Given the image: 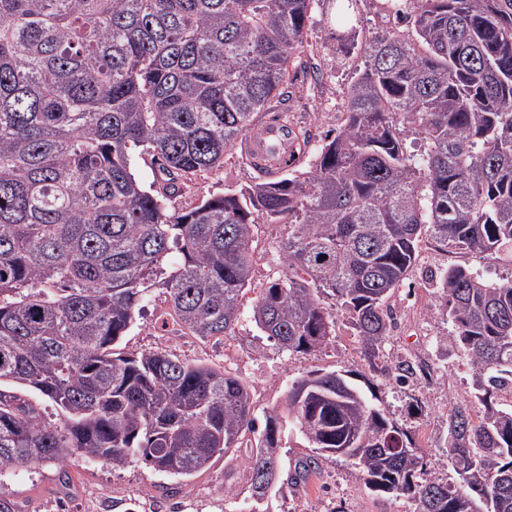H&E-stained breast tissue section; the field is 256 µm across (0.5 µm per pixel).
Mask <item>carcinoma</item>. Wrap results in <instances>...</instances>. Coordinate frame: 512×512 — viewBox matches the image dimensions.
<instances>
[{"mask_svg":"<svg viewBox=\"0 0 512 512\" xmlns=\"http://www.w3.org/2000/svg\"><path fill=\"white\" fill-rule=\"evenodd\" d=\"M313 2L0 0V384L66 416L51 426L0 390V469L80 455L189 478L247 448L260 507L294 425L416 512H512V407L487 402L512 392V282L461 265L438 278L485 407L477 422L467 408L450 418L442 451L477 464L456 484L419 479L408 433L336 371L294 382L261 423L250 387L228 371L116 349L151 288L180 329L235 335L260 218L288 225V272L262 290L253 321L290 353L336 336L330 298L374 357L426 238L448 253L512 250V0H410L407 33L368 44L314 163L168 210L185 180L224 165L287 83ZM408 129L422 149L408 151ZM135 151L154 165L148 188L131 171ZM317 468L311 456L287 481ZM22 394L37 408L44 422L54 426H60L65 422L61 409L49 399L42 397L33 390L24 391Z\"/></svg>","mask_w":512,"mask_h":512,"instance_id":"cac0c4a2","label":"carcinoma"}]
</instances>
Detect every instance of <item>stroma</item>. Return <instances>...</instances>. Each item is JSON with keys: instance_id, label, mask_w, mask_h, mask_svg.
<instances>
[{"instance_id": "35a3bbf8", "label": "stroma", "mask_w": 512, "mask_h": 512, "mask_svg": "<svg viewBox=\"0 0 512 512\" xmlns=\"http://www.w3.org/2000/svg\"><path fill=\"white\" fill-rule=\"evenodd\" d=\"M393 8L380 0H354L347 21L335 20L331 0H315L305 30L302 53L289 67L286 101H272L271 113L287 112L291 127L308 126L315 143L336 129L347 88L362 68L368 42L385 31H404ZM241 150L224 157L223 167L200 173L170 197V210L192 208L228 187H246L258 174L245 164ZM255 276L242 299L234 336L216 341L164 329L158 311L164 299L151 289V300L136 315L121 346L126 353L159 350L188 363H207L237 374L253 393L256 417L280 408L293 381L318 369L351 374L372 405L413 437L424 455L425 477L456 483L458 476L444 456L448 419L464 406L472 416L484 408L475 397L474 367L465 349L452 342L453 326L438 286L445 268L460 264L484 278L512 279V255L500 252L450 254L430 240L420 244L416 262L389 300L396 324L375 357L362 354L344 312L336 314V334L330 344L311 354L280 350L251 320V307L261 288L284 266L280 241L284 224L257 222L252 228ZM412 363L415 373L398 378L399 361ZM243 452L222 457L205 472L182 479L159 473L142 463L115 470L102 462L76 458L67 466L36 462L0 474V495L12 500L18 512H126L136 501L137 512H253L247 489ZM270 512H414L403 497L370 492L359 472L346 460L322 458L307 485L283 486L273 497Z\"/></svg>"}]
</instances>
